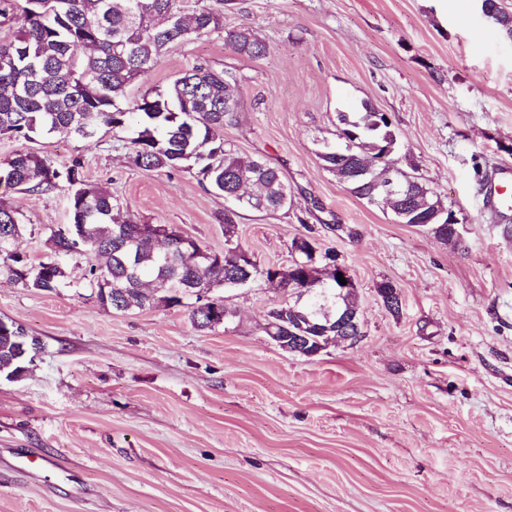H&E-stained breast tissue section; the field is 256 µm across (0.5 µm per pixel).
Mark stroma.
I'll return each instance as SVG.
<instances>
[{"instance_id":"stroma-1","label":"stroma","mask_w":512,"mask_h":512,"mask_svg":"<svg viewBox=\"0 0 512 512\" xmlns=\"http://www.w3.org/2000/svg\"><path fill=\"white\" fill-rule=\"evenodd\" d=\"M224 28L251 27L253 60L224 38L171 45L130 91L204 64L233 72L241 100L224 140L278 168L292 203L239 212L258 266L287 265L294 238L336 251L356 283L364 336L307 358L266 336L288 292L255 279L225 291L226 325L188 306L117 312L77 284L32 292L0 273V319L46 349L0 377V512H512V212L498 216L476 167L512 165V39L481 0H234ZM388 114L399 167L440 194L456 241L397 223L326 171L337 115ZM33 147L120 198L122 219L172 224L216 254L228 206L194 170H143L120 135ZM7 201L39 259L68 223L54 190ZM397 284L402 309L383 306ZM385 309L393 315H398L402 308V297L399 287L390 281L381 282L377 289Z\"/></svg>"}]
</instances>
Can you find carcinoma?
<instances>
[{
	"label": "carcinoma",
	"mask_w": 512,
	"mask_h": 512,
	"mask_svg": "<svg viewBox=\"0 0 512 512\" xmlns=\"http://www.w3.org/2000/svg\"><path fill=\"white\" fill-rule=\"evenodd\" d=\"M501 34L512 39V16L491 0ZM232 0L192 13L180 0H0V17L16 24L11 38L0 40V137L33 142L63 136L85 144L101 132L124 134L128 161L142 169H196L209 187L226 197L243 190L241 180L257 191L239 206L274 214L292 201L281 172L259 158L242 157L224 142V127L237 122L239 80L230 72L198 65L164 89L153 88L128 99L127 89L144 78L175 42L225 34L239 54L263 58L266 43L248 27L224 32V8ZM359 118L339 113L337 145L323 143L319 158L324 169L351 186L369 204L382 200L379 183L397 174L408 183L406 193L389 204L403 224L430 226L434 237L455 239L448 208L426 184L395 165L397 135L389 117L368 105ZM66 193L69 223L51 229L53 254L32 261L9 251V242L22 235L25 224L6 202L10 192ZM120 200L105 187L88 182L84 160L55 166L46 156L21 150L0 167V273L36 292H55L73 284L69 259L86 258L82 279L104 308L128 311L154 304L178 306L177 285L198 287L210 294L206 308L190 307L189 318L199 330H212L228 321L224 290L248 267L253 276L277 283L283 290L307 293L303 305L284 303L264 313L266 335L280 337L279 347L299 356L325 349L338 337L350 335L360 323L355 289L342 288L331 264L336 254L318 253L315 242L303 238L301 251L284 268L262 269L240 245L203 263L183 245L172 225L146 228L118 222ZM385 309L400 313L402 297L391 281L379 284ZM27 330L14 321H0V374L22 371L33 354L20 357L19 337Z\"/></svg>",
	"instance_id": "cac0c4a2"
}]
</instances>
